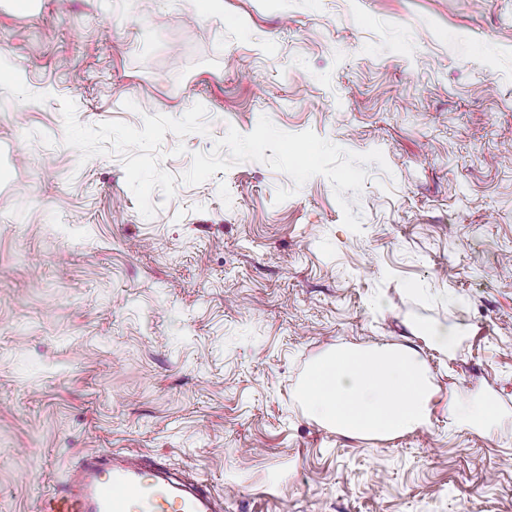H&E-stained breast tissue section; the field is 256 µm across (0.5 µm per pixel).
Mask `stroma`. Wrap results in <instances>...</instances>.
<instances>
[{
	"label": "stroma",
	"mask_w": 512,
	"mask_h": 512,
	"mask_svg": "<svg viewBox=\"0 0 512 512\" xmlns=\"http://www.w3.org/2000/svg\"><path fill=\"white\" fill-rule=\"evenodd\" d=\"M0 66V512L92 448L224 512H512V0H0ZM375 344L429 424L308 417ZM448 417L452 422L473 431H488L494 422L491 402L488 396L466 399H448Z\"/></svg>",
	"instance_id": "35a3bbf8"
}]
</instances>
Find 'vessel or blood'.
<instances>
[{
  "mask_svg": "<svg viewBox=\"0 0 512 512\" xmlns=\"http://www.w3.org/2000/svg\"><path fill=\"white\" fill-rule=\"evenodd\" d=\"M41 512H215L207 486L176 481L160 456L83 451Z\"/></svg>",
  "mask_w": 512,
  "mask_h": 512,
  "instance_id": "obj_1",
  "label": "vessel or blood"
}]
</instances>
